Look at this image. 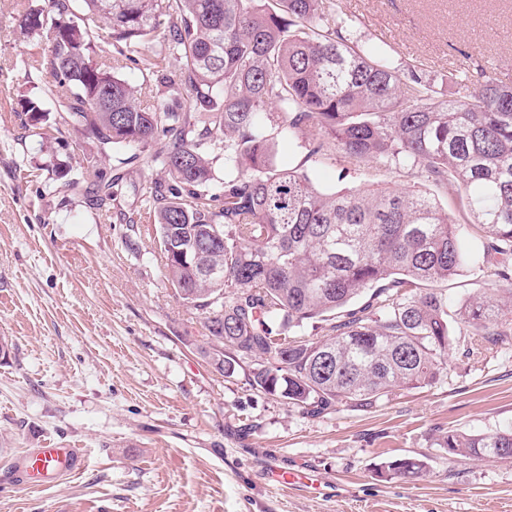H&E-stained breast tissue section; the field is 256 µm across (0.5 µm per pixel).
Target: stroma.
I'll return each mask as SVG.
<instances>
[{
  "mask_svg": "<svg viewBox=\"0 0 512 512\" xmlns=\"http://www.w3.org/2000/svg\"><path fill=\"white\" fill-rule=\"evenodd\" d=\"M358 45H382L451 94L452 74L483 69L512 81V0H335ZM0 0V512H512V459L451 457L439 431L512 426V346L467 354L452 319L448 372L376 407L319 416L226 377L202 357L203 317L168 284L147 189L157 170L119 151L118 177L98 208L92 183L72 189L82 129L61 127L47 91L45 40L20 42L24 8ZM40 101L30 113L27 99ZM277 161L322 190L415 188L454 224L470 220L455 183L421 169L357 166L335 149L309 156L280 134ZM83 449L82 470L33 489L8 483L14 461L46 445ZM425 455L414 482L382 480L387 458ZM297 469L272 485L271 466Z\"/></svg>",
  "mask_w": 512,
  "mask_h": 512,
  "instance_id": "obj_1",
  "label": "stroma"
}]
</instances>
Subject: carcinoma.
Here are the masks:
<instances>
[{
  "mask_svg": "<svg viewBox=\"0 0 512 512\" xmlns=\"http://www.w3.org/2000/svg\"><path fill=\"white\" fill-rule=\"evenodd\" d=\"M48 0L20 15L46 37L53 96L66 126L83 127L79 186L116 148L164 173L150 187L167 282L204 315L200 354L232 376L311 415L367 410L435 384L453 344L448 298L433 285L467 267L487 288L458 315L477 345L512 340V83L466 71L447 98L411 71L396 75L380 47L348 42L332 0ZM162 39L186 105L146 104L119 76ZM117 47L112 65L91 55ZM309 155L336 148L355 162L420 168L465 192L473 244L435 198L410 189L327 193L275 164L282 131ZM224 159V193H211ZM313 326L324 338L300 340ZM451 457L512 459V427L449 430ZM426 457L394 456L378 476L415 480Z\"/></svg>",
  "mask_w": 512,
  "mask_h": 512,
  "instance_id": "obj_1",
  "label": "carcinoma"
}]
</instances>
